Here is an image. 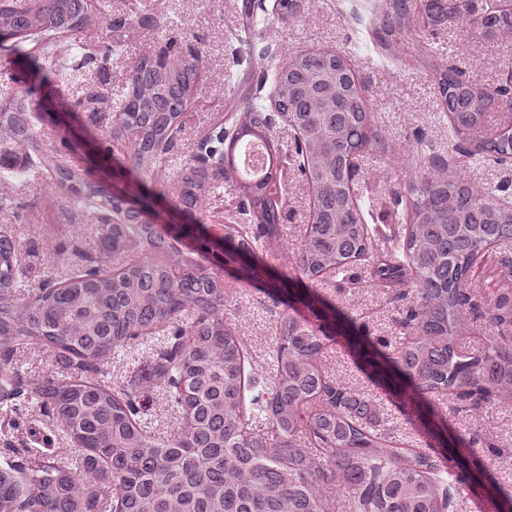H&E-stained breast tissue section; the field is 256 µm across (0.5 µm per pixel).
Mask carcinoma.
Wrapping results in <instances>:
<instances>
[{
	"label": "carcinoma",
	"mask_w": 512,
	"mask_h": 512,
	"mask_svg": "<svg viewBox=\"0 0 512 512\" xmlns=\"http://www.w3.org/2000/svg\"><path fill=\"white\" fill-rule=\"evenodd\" d=\"M407 0H383L385 21L372 31L389 50L411 24ZM435 22L455 18L479 38L512 33V11L477 8L475 0H426ZM286 19L291 0H243L242 29L231 49L237 67L224 126L198 145L173 172L179 197L191 204L206 188L227 185L239 198V223L224 225V258L240 273L265 283L284 312L276 326L266 376L246 375L244 344L224 320V281L218 270L170 242L169 225L156 224L157 200L167 195L159 172L196 90L202 53L175 37L161 53L130 67L118 102L102 85L82 80L93 65L105 72L120 37L93 52L49 64L27 53L28 40L52 46L54 36L77 32L99 18L111 32L106 0H0V49L27 61L24 95L0 101V168L26 179L48 177L71 200L99 213L95 245H72L79 263L63 280L46 281L18 302L28 287L29 264L19 242L0 232V398L23 397L62 424L83 450L74 469L53 462L0 467V512H328L336 492L349 512H451L463 493L487 499L492 512H512V489L493 478L489 464L466 456L471 439L448 423L436 399L454 396L461 407L512 398V262L504 259L485 289L481 316L491 335L475 353L458 349L460 314L470 304L476 259L512 239V206L461 178L441 173L445 161L427 155L410 188L406 232L382 234L365 224L351 193L349 158L377 143L373 113L347 57L312 52L284 65L274 62L259 36L269 10ZM458 137L483 125L500 108L505 88L477 87L461 71L430 63ZM271 84L270 107L254 85ZM77 87L66 101L71 119L96 140L112 134V151L126 157L127 187L43 148L31 117L40 89ZM299 130L295 157L282 156L271 136L275 117ZM250 140L269 159L261 179L239 177L236 157ZM479 154L512 157V136L488 135ZM295 165L315 195L312 224L299 249L295 274L271 272L263 254L280 238L288 166ZM184 224L180 237L196 251L211 250ZM375 255L373 282L410 284L420 298L403 323L416 332L406 343L373 337L353 313L314 284L328 270L349 275L350 264ZM112 256L114 270L100 268ZM146 344L145 360L113 389L98 378L111 356L133 341ZM338 340L368 377L388 392L438 446L406 458L383 446L373 397L336 385L315 365ZM30 342L52 348L67 376L30 383L13 365L14 349ZM157 382L183 416V431L163 439L148 430V382Z\"/></svg>",
	"instance_id": "obj_1"
}]
</instances>
